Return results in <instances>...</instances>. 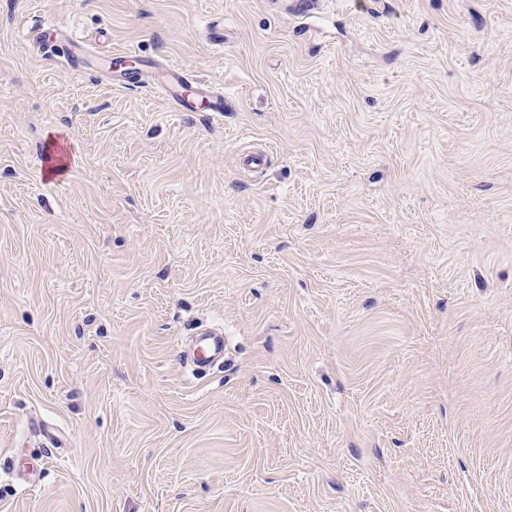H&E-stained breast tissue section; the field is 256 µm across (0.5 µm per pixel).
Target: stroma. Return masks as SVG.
<instances>
[{
	"instance_id": "1",
	"label": "stroma",
	"mask_w": 512,
	"mask_h": 512,
	"mask_svg": "<svg viewBox=\"0 0 512 512\" xmlns=\"http://www.w3.org/2000/svg\"><path fill=\"white\" fill-rule=\"evenodd\" d=\"M0 512H512V0H0ZM167 78L160 82H152V89L172 101L175 108L180 112H194L191 103L179 91L186 83H189L181 69L177 66H170L166 71ZM209 336H202L199 344L193 353V359L197 364H206L224 355V337L216 332L206 333Z\"/></svg>"
}]
</instances>
